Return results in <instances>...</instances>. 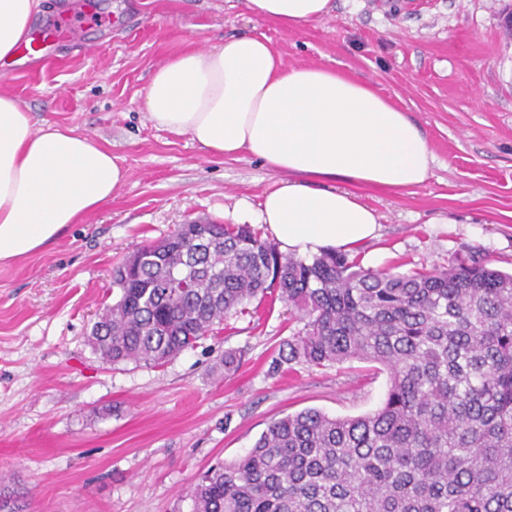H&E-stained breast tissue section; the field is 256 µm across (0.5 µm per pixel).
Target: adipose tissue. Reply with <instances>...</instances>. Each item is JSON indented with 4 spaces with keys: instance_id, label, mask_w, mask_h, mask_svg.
Returning <instances> with one entry per match:
<instances>
[{
    "instance_id": "adipose-tissue-1",
    "label": "adipose tissue",
    "mask_w": 512,
    "mask_h": 512,
    "mask_svg": "<svg viewBox=\"0 0 512 512\" xmlns=\"http://www.w3.org/2000/svg\"><path fill=\"white\" fill-rule=\"evenodd\" d=\"M43 0H0V61L26 41ZM257 18L293 30L328 15L331 0H247ZM145 110L158 128L203 150L240 153L286 173L266 193L260 220L298 256L353 252L379 236L376 211L348 184L405 190L429 178L435 155L408 113L355 74L284 66L266 38L192 47L156 68ZM90 137L35 127L28 108L0 94V263L42 251L111 199L129 177Z\"/></svg>"
}]
</instances>
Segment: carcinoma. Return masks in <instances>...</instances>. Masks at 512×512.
I'll use <instances>...</instances> for the list:
<instances>
[{"label": "carcinoma", "mask_w": 512, "mask_h": 512, "mask_svg": "<svg viewBox=\"0 0 512 512\" xmlns=\"http://www.w3.org/2000/svg\"><path fill=\"white\" fill-rule=\"evenodd\" d=\"M112 278L88 341L105 362L161 366L275 290L304 321L275 365L353 359L388 373L375 411L272 421L210 468L192 512H512V272L477 255L432 272L284 255L249 224H184Z\"/></svg>", "instance_id": "1"}]
</instances>
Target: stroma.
I'll return each instance as SVG.
<instances>
[{"label":"stroma","instance_id":"1","mask_svg":"<svg viewBox=\"0 0 512 512\" xmlns=\"http://www.w3.org/2000/svg\"><path fill=\"white\" fill-rule=\"evenodd\" d=\"M294 31L246 0H46L33 29L67 12L81 45L51 59L19 52L0 93L35 126L87 135L129 179L81 223L24 260L0 264V512H191L211 466L253 447L271 420L308 408L336 417L383 403L386 372L357 360L273 372L302 329L280 300L253 301L161 367L103 363L88 336L111 304L112 270L137 246L197 220L256 224L280 172L248 154L207 155L156 128L153 71L193 46L262 35L287 65L353 70L422 128L436 155L409 190L356 185L375 209L383 269H443L473 254L512 270V37L504 0H333ZM240 351L225 372L224 352Z\"/></svg>","mask_w":512,"mask_h":512}]
</instances>
